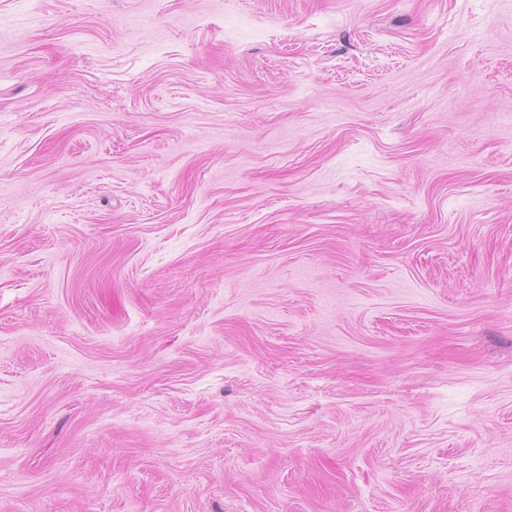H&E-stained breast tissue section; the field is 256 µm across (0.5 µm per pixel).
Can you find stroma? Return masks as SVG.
<instances>
[{
    "mask_svg": "<svg viewBox=\"0 0 512 512\" xmlns=\"http://www.w3.org/2000/svg\"><path fill=\"white\" fill-rule=\"evenodd\" d=\"M0 512H512V0H0Z\"/></svg>",
    "mask_w": 512,
    "mask_h": 512,
    "instance_id": "35a3bbf8",
    "label": "stroma"
}]
</instances>
